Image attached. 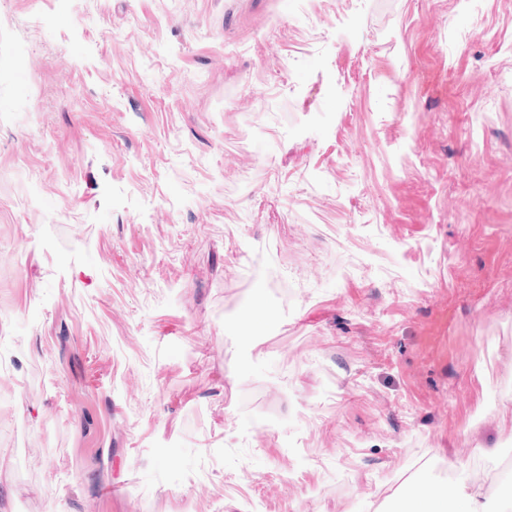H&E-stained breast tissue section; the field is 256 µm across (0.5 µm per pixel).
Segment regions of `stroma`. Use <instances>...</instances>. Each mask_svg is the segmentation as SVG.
Instances as JSON below:
<instances>
[{"label": "stroma", "mask_w": 512, "mask_h": 512, "mask_svg": "<svg viewBox=\"0 0 512 512\" xmlns=\"http://www.w3.org/2000/svg\"><path fill=\"white\" fill-rule=\"evenodd\" d=\"M0 512H387L512 452V0H0Z\"/></svg>", "instance_id": "stroma-1"}]
</instances>
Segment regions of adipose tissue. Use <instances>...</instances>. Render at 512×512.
Returning <instances> with one entry per match:
<instances>
[{
    "label": "adipose tissue",
    "mask_w": 512,
    "mask_h": 512,
    "mask_svg": "<svg viewBox=\"0 0 512 512\" xmlns=\"http://www.w3.org/2000/svg\"><path fill=\"white\" fill-rule=\"evenodd\" d=\"M454 478L436 485L425 474L410 479L395 499L396 512H493L482 486L470 479L466 463L449 460Z\"/></svg>",
    "instance_id": "1"
}]
</instances>
